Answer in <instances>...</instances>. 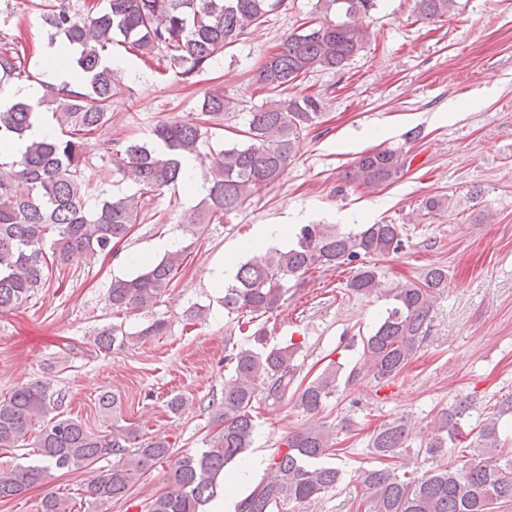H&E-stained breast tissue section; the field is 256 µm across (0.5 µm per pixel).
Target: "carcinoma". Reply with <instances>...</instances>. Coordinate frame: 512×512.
Instances as JSON below:
<instances>
[{"instance_id":"carcinoma-1","label":"carcinoma","mask_w":512,"mask_h":512,"mask_svg":"<svg viewBox=\"0 0 512 512\" xmlns=\"http://www.w3.org/2000/svg\"><path fill=\"white\" fill-rule=\"evenodd\" d=\"M287 0H107L103 8L86 0L73 9L67 0H43L42 18L53 37L71 50L68 67L76 83L43 84L35 104L18 101L0 110V138H23L40 112H50L62 137L33 140L20 156L0 162V311L21 307L45 285L52 269L61 270L80 258L91 261L109 254L137 223L142 198L171 190L184 179L183 161L200 154L208 128L193 119L158 124L153 141L120 137L96 144L91 139L110 121L112 99L123 84L106 64L112 35L162 73L189 80L211 60L234 45L251 28L286 6ZM377 0H317L323 19L294 31L276 52L261 60L254 81L266 92L259 109L249 113L240 139L227 143L211 162L206 195L190 213L187 224H222L249 200L274 185L295 157L296 144L320 124L322 102L315 96L290 97V84L314 69H341L363 48L367 30L351 19L376 9ZM457 0H412L418 21L453 12ZM28 56L19 34L0 32V79L22 77ZM235 99L221 89L203 100L201 112L220 119L236 111ZM112 170L134 174L133 194H103L90 210L84 200L89 148ZM411 162L400 149L365 153L346 170L347 185L375 191L400 178ZM404 248L403 225L364 224L356 231L305 224L287 250L269 249L242 263L224 287L222 302L230 313L246 314V324L259 320L248 344L229 355L231 370L224 378V427L210 448L175 462L164 492L149 503V512H201L216 496L227 466L251 447L256 429L254 404L275 412L296 395L294 406L313 417L339 392L341 368L328 367L316 378L294 386L293 343L270 346L265 323L288 301L290 283L311 270L356 265L346 283L349 293H379L377 263ZM172 252L135 276L116 278L107 302L115 314L136 315L155 307L180 267ZM448 286V270L432 267L416 282L397 289L378 326L361 337L362 351L345 377L353 384L369 378L380 387L396 379L411 363L425 338L434 303ZM169 329L154 316L135 332L125 323L97 332L94 343L107 353L123 350ZM59 395L32 382L0 398V448L25 442L35 422L58 406ZM512 421V394L493 410H482L477 395L457 398L439 409L425 426L422 471H399L394 460L409 447L415 423L408 417L390 420L374 430L368 449L377 466L365 468L361 481L367 512H506L512 508V450L504 429ZM337 433L310 425L288 433L285 450L276 451L266 474L241 499L237 512H282L329 491L340 470L324 459L333 455ZM40 463L0 473V500L11 499L46 481L55 469L79 470L107 453L119 456L112 467L89 484L90 497L119 501L149 468L169 457L163 441L142 443L119 426L97 435L78 419L56 415L35 436ZM469 449L473 462L460 468L448 453Z\"/></svg>"}]
</instances>
